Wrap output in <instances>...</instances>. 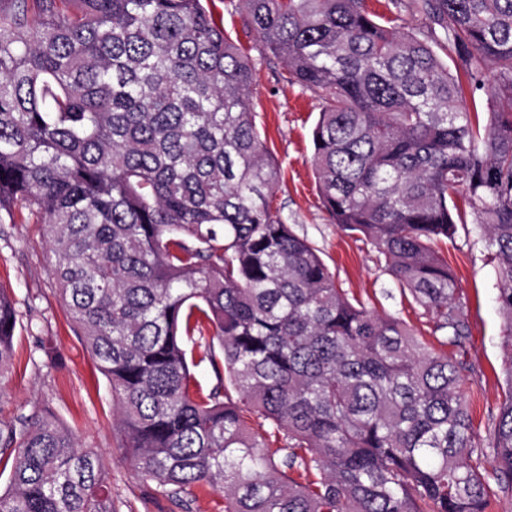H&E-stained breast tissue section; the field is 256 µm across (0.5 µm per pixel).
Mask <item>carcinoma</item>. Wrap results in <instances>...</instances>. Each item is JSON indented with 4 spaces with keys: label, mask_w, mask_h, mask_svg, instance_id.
<instances>
[{
    "label": "carcinoma",
    "mask_w": 512,
    "mask_h": 512,
    "mask_svg": "<svg viewBox=\"0 0 512 512\" xmlns=\"http://www.w3.org/2000/svg\"><path fill=\"white\" fill-rule=\"evenodd\" d=\"M204 2L0 0V223L20 207L45 224L133 470L167 497L218 491L224 512H493L489 479L512 491V0H422L418 31L366 0H239L322 101L310 163L330 222L441 346L470 326L437 245L483 230L508 380L486 445L466 365L349 296L272 208L253 68ZM487 67L482 123L466 92ZM17 323L0 289V381ZM0 464V512H115L101 457L45 406L0 418Z\"/></svg>",
    "instance_id": "carcinoma-1"
}]
</instances>
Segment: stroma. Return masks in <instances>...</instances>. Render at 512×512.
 Here are the masks:
<instances>
[{
    "label": "stroma",
    "mask_w": 512,
    "mask_h": 512,
    "mask_svg": "<svg viewBox=\"0 0 512 512\" xmlns=\"http://www.w3.org/2000/svg\"><path fill=\"white\" fill-rule=\"evenodd\" d=\"M208 7L253 64L252 109L280 172L274 207L321 250L343 288L373 311L400 317L420 339L433 343L430 316L384 271L372 247L330 224L322 208L309 163L318 98L285 81V63L264 51L239 0H209ZM440 250L466 304L471 336L459 359L473 369L467 391L485 436L507 390L497 275L476 225H458L454 239ZM50 257L45 227L27 210H15L12 222L0 224V286L12 290L21 314L14 338L16 368L0 387V417L49 406L85 447L102 456L116 512H183L132 470L115 428L108 380L74 329L52 280Z\"/></svg>",
    "instance_id": "obj_1"
}]
</instances>
